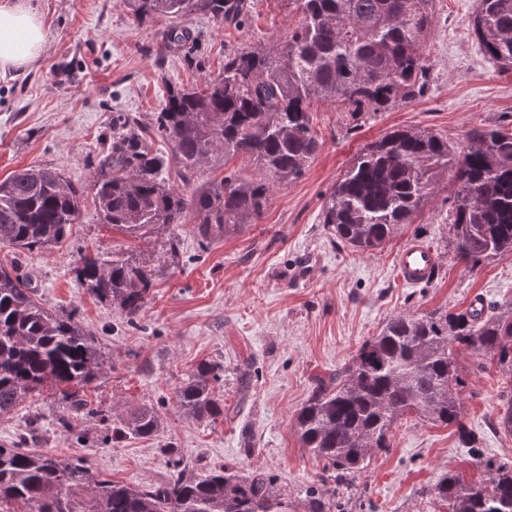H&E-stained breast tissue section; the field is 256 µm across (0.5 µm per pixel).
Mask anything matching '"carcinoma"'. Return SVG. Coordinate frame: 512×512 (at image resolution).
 I'll return each mask as SVG.
<instances>
[{
	"label": "carcinoma",
	"mask_w": 512,
	"mask_h": 512,
	"mask_svg": "<svg viewBox=\"0 0 512 512\" xmlns=\"http://www.w3.org/2000/svg\"><path fill=\"white\" fill-rule=\"evenodd\" d=\"M440 0H288L299 20L280 41L259 42L224 55V69L201 84L172 85L156 113L152 135L131 115L97 158V222L135 241L193 216L199 237L237 232L263 218L274 188L303 177L322 147L314 127L317 103L333 104L353 120L371 118L420 95L428 84L425 37ZM138 24L170 20L160 49L189 39L178 20L210 15L238 27L249 0H127ZM483 54L512 73V0H475L469 21ZM466 145L427 129L397 128L366 144L340 175L322 208V223L344 244L369 252L412 223L438 177L451 174L448 212L452 247L472 268L512 253V124L479 125ZM251 164L254 178L229 167ZM224 177L197 184L203 167ZM84 191L56 170L33 166L0 181V243L19 251L60 243L81 214ZM85 290L135 322L151 299L155 272L127 254H86L76 268ZM489 359L512 380V304L458 313L391 317L345 366L320 377L295 414L302 447L322 463L324 489L304 512H332L348 477L375 452L390 448L392 427L413 415L455 426L479 459L483 478L467 483L451 471L429 492L446 512H512V460L485 459L462 421L465 381L457 350ZM104 358L73 313L45 308L15 263H0V416L32 393H61L111 432L151 439L161 415L148 404L118 417L88 408L85 389ZM224 372L202 361L176 395L179 410L198 421L224 416L214 383ZM497 428L512 436V395ZM36 423L21 440L0 443V512H297L261 470L189 468L173 450L168 479L156 486L114 481L87 460L58 459L37 448Z\"/></svg>",
	"instance_id": "cac0c4a2"
}]
</instances>
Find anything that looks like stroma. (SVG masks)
<instances>
[{"label": "stroma", "instance_id": "stroma-1", "mask_svg": "<svg viewBox=\"0 0 512 512\" xmlns=\"http://www.w3.org/2000/svg\"><path fill=\"white\" fill-rule=\"evenodd\" d=\"M27 3L43 23L46 43L27 66L0 74V179L47 166L85 196L81 219L60 245L17 253L0 244V262H16L47 309L76 310L100 343L105 362L88 393L92 405L114 414L155 405L164 431L154 440L107 439L95 420L46 391L27 395L13 415L0 418V443L16 440L36 417L38 448L86 457L109 478L160 483L172 448L195 468L262 469L303 507L321 490L322 470L301 447L294 415L317 378L348 363L395 315L512 303L511 253L471 268L448 246L450 176L441 177L437 195L384 249L357 252L321 222L324 201L353 156L389 129H429L461 147L470 128L512 121V74L486 61L469 31L475 0H443L425 43L430 79L420 96L355 128L334 107L319 105L314 125L322 148L300 180L275 189L261 223L208 242L192 224H173L149 243L95 221L96 154L111 141L113 124L133 114L151 125L167 85L202 82L242 43L285 39L298 14L287 0H252L238 29L205 15L182 18L204 60L195 69L185 48L159 52L165 20L137 25L125 0ZM171 236L179 242L173 257L165 248ZM414 239L434 249L438 267L430 282L407 285L397 279L395 261ZM88 252L132 253L154 269L153 298L137 323L78 283L76 267ZM204 359L224 367L216 385L224 417L214 422L184 416L176 405L183 380ZM474 361L470 351H459L468 372L463 421L484 456L512 459V437L492 427L512 386L492 365L472 373ZM62 416L69 429L59 426ZM449 470L468 479L480 474L453 428L405 417L392 428L389 451L372 454L352 475L338 508L431 512L425 493Z\"/></svg>", "mask_w": 512, "mask_h": 512}]
</instances>
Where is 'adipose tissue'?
Returning a JSON list of instances; mask_svg holds the SVG:
<instances>
[{
    "instance_id": "adipose-tissue-1",
    "label": "adipose tissue",
    "mask_w": 512,
    "mask_h": 512,
    "mask_svg": "<svg viewBox=\"0 0 512 512\" xmlns=\"http://www.w3.org/2000/svg\"><path fill=\"white\" fill-rule=\"evenodd\" d=\"M44 44L42 23L23 0H0V70L26 66Z\"/></svg>"
}]
</instances>
